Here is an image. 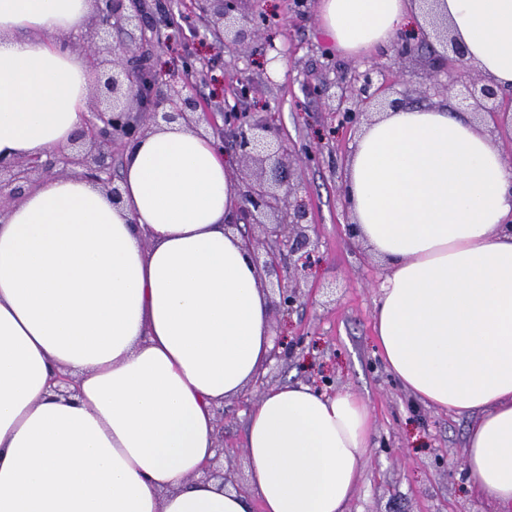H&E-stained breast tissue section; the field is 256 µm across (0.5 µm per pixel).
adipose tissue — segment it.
<instances>
[{"label":"adipose tissue","mask_w":512,"mask_h":512,"mask_svg":"<svg viewBox=\"0 0 512 512\" xmlns=\"http://www.w3.org/2000/svg\"><path fill=\"white\" fill-rule=\"evenodd\" d=\"M347 55L429 32L418 0H319ZM467 62L512 86V0H436ZM93 0H0V158L47 157L80 131L89 64L68 46ZM213 138L166 124L124 156L120 204L78 176L0 217V512H346L369 406L300 383L248 410L252 497L199 479L216 407L247 393L274 334L261 273L224 226L239 185ZM344 200L388 273L381 357L427 408L473 418L478 500L512 512V166L448 103L365 126ZM77 393L55 397L58 374Z\"/></svg>","instance_id":"obj_1"}]
</instances>
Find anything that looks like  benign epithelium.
I'll use <instances>...</instances> for the list:
<instances>
[{"instance_id": "1", "label": "benign epithelium", "mask_w": 512, "mask_h": 512, "mask_svg": "<svg viewBox=\"0 0 512 512\" xmlns=\"http://www.w3.org/2000/svg\"><path fill=\"white\" fill-rule=\"evenodd\" d=\"M96 11L83 41L93 65L100 57L112 56V74L98 82L94 90L96 111L72 139V150L12 161L0 159V213L11 201L19 199L42 180L74 173L100 186L112 199L121 201L120 187L115 184L112 167L115 163V143L121 139L131 143L157 124L156 118L170 123L183 120L193 129L200 122L215 128L219 148L232 138V147L248 172L241 177L243 205L237 222L262 229L263 236H247L244 246L256 265L267 276H276L278 300L271 306L288 312L302 298L299 276L306 275L318 259V238L310 234L308 208L298 198V183L285 176L291 170L290 154L278 142L279 131L274 116L256 117L250 112H224V127L215 126L213 113L206 110L192 89L176 88L163 82L146 54L137 52L123 41L117 46L103 44L105 37L128 26L145 36L147 21L140 9V0H95ZM240 0H204L203 9L208 24L215 32L224 33V44L240 52L247 50L264 25L260 12L239 13ZM436 35L444 53L432 52L427 80L434 89H453L459 83L460 70L466 64L467 51L450 39L447 30L438 28ZM422 49V43L412 34L399 35L395 50L401 59L412 57ZM448 75V83L439 79ZM387 83L375 66L356 69L350 75H338L315 87L316 94L333 102L338 122L355 127L372 112H384L405 105V100L382 98ZM459 104L476 116H487L494 128L512 129V96L504 98L499 87L476 73L468 78L460 92ZM208 480H218L223 486L235 482L233 471L211 465L203 469Z\"/></svg>"}]
</instances>
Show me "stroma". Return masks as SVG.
I'll list each match as a JSON object with an SVG mask.
<instances>
[{"mask_svg": "<svg viewBox=\"0 0 512 512\" xmlns=\"http://www.w3.org/2000/svg\"><path fill=\"white\" fill-rule=\"evenodd\" d=\"M318 0H309V17H296L294 0H242L240 10L264 12V34L248 53L220 49L217 38L195 13L192 0H142L148 15L166 8L182 17V33L193 37L196 57L183 69L179 39L160 26L148 46L151 64L174 86L189 83L210 111L223 112L242 81L254 92L245 112H271L291 149L312 148L314 162L304 167L301 195L320 241L319 263L310 272L300 306L289 315L274 312L283 342L301 347L265 370L269 385L304 383L330 393L350 391L369 406L373 420L369 460L347 512H486L472 495L461 448L472 418L437 412L412 397L387 370L374 342V307L386 266L370 250L348 244L351 221L342 193L359 128L339 127L332 110L311 87L334 71L363 67V60L338 56L320 31ZM391 85L390 97L414 104L437 100L423 92L426 55L398 63L394 51L372 56ZM248 395L224 403L218 442L224 464L235 471L241 493H249L250 461L244 449Z\"/></svg>", "mask_w": 512, "mask_h": 512, "instance_id": "1", "label": "stroma"}]
</instances>
